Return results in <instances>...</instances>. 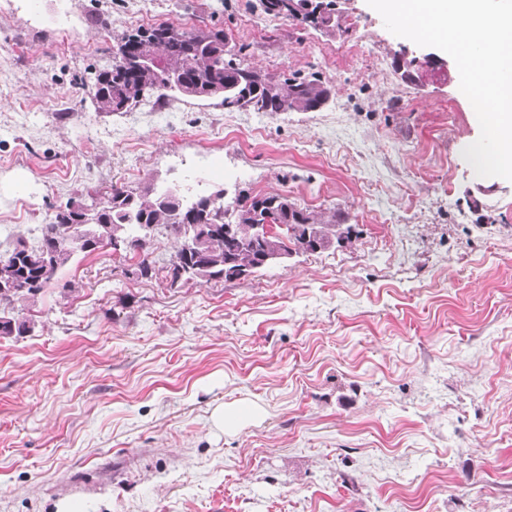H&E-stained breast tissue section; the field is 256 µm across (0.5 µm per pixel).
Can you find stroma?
<instances>
[{
    "mask_svg": "<svg viewBox=\"0 0 512 512\" xmlns=\"http://www.w3.org/2000/svg\"><path fill=\"white\" fill-rule=\"evenodd\" d=\"M216 27L312 112L173 96L101 113L82 89L129 31ZM336 28L259 0H0V255L114 185L285 194L351 242L178 288L103 249L0 338V512H512V181L477 176L455 62L366 0ZM265 414L238 432L213 409ZM264 415L262 407L256 403H243L238 405L218 406L211 414L215 428L224 432L237 431L247 421H253Z\"/></svg>",
    "mask_w": 512,
    "mask_h": 512,
    "instance_id": "stroma-1",
    "label": "stroma"
}]
</instances>
